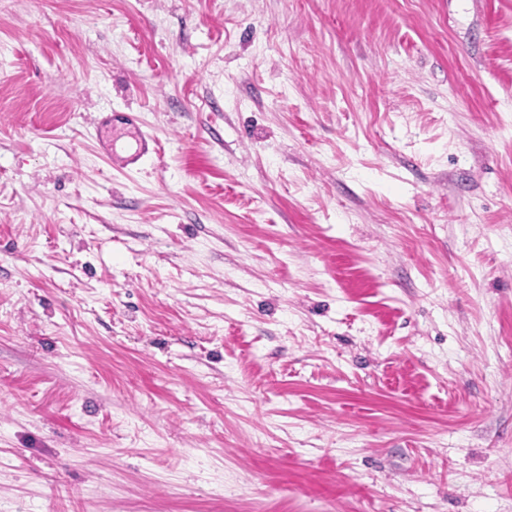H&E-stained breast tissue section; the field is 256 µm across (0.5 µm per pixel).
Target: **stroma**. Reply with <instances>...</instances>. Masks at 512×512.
<instances>
[{
    "label": "stroma",
    "instance_id": "obj_1",
    "mask_svg": "<svg viewBox=\"0 0 512 512\" xmlns=\"http://www.w3.org/2000/svg\"><path fill=\"white\" fill-rule=\"evenodd\" d=\"M0 512H512V0H0Z\"/></svg>",
    "mask_w": 512,
    "mask_h": 512
}]
</instances>
